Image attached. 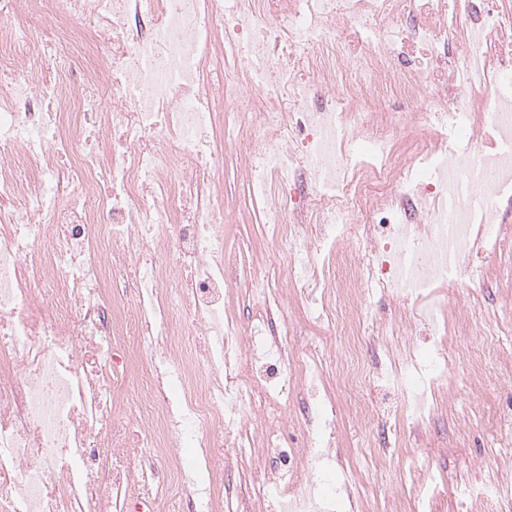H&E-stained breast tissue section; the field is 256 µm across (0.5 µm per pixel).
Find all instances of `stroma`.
<instances>
[{
    "label": "stroma",
    "instance_id": "35a3bbf8",
    "mask_svg": "<svg viewBox=\"0 0 512 512\" xmlns=\"http://www.w3.org/2000/svg\"><path fill=\"white\" fill-rule=\"evenodd\" d=\"M228 247L250 266L278 258L262 225L241 213L224 225ZM485 281L437 283L424 302L450 336L446 344L448 374L436 391L448 408L419 421L406 419L397 392L365 388L360 398L372 413L371 427H363L353 401L340 392L333 377L325 384L332 397L336 443L324 448L289 430L285 445L311 449L328 460L331 481L324 492L336 496L335 512L348 502L336 491L334 477L343 468L356 469L368 479V503L361 512H411L412 494L402 482V459L418 449L423 464L444 489L439 512H462L459 490L467 485L498 482L512 493V424L501 419L512 403V251L492 252L486 258ZM294 333L311 359L330 364L341 351L336 331L305 314L293 322ZM242 463H213L206 481L230 491L241 512H251V493L241 479Z\"/></svg>",
    "mask_w": 512,
    "mask_h": 512
}]
</instances>
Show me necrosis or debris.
Segmentation results:
<instances>
[{
	"mask_svg": "<svg viewBox=\"0 0 512 512\" xmlns=\"http://www.w3.org/2000/svg\"><path fill=\"white\" fill-rule=\"evenodd\" d=\"M231 144L280 255L248 276L245 331L224 315ZM509 189L512 0H0V512H224L180 449L278 451L287 405L331 444L292 297L347 333L340 390L410 382L425 415L441 345L381 323L408 354L366 368L361 301L482 277L473 232L501 243ZM135 336L157 345L138 384ZM253 492L314 504L289 459Z\"/></svg>",
	"mask_w": 512,
	"mask_h": 512,
	"instance_id": "necrosis-or-debris-1",
	"label": "necrosis or debris"
}]
</instances>
